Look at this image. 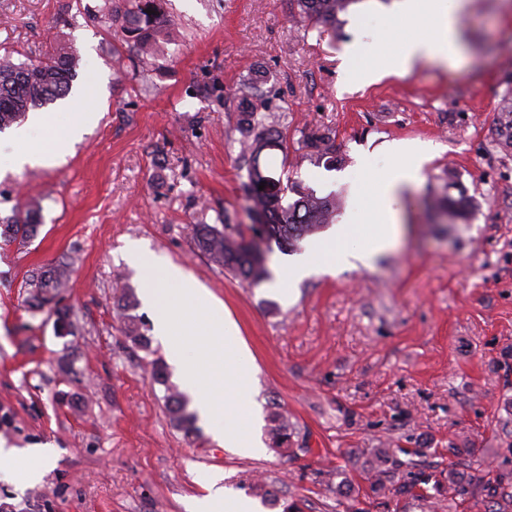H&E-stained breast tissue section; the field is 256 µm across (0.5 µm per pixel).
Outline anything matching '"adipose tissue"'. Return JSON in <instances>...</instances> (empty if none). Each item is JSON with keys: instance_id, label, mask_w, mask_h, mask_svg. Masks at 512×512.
<instances>
[{"instance_id": "obj_1", "label": "adipose tissue", "mask_w": 512, "mask_h": 512, "mask_svg": "<svg viewBox=\"0 0 512 512\" xmlns=\"http://www.w3.org/2000/svg\"><path fill=\"white\" fill-rule=\"evenodd\" d=\"M465 0H394L389 19L393 28H413L377 65L363 63L359 49H350L345 65L374 83L393 75H406L423 62H452L458 51L457 18ZM98 106L91 92L68 97L59 112L30 113L25 126L15 129L0 150L6 151L11 169L49 166L60 163L81 137L87 123L94 120ZM397 161L392 172L374 175L360 185L350 223L336 224L325 237L308 243L300 256L285 261L277 270L272 285L283 294L312 274L338 267L371 266L375 258L390 249L399 233L400 214L396 199L416 183L419 172L430 157L424 147L404 143L392 145ZM358 235L361 247L349 248L346 240ZM52 457L48 448H33L24 453L0 448V473L20 480L36 477ZM218 474L204 475L203 496L193 498L189 512H257L255 503L225 490Z\"/></svg>"}]
</instances>
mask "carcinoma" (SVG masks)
Wrapping results in <instances>:
<instances>
[{
	"label": "carcinoma",
	"instance_id": "carcinoma-1",
	"mask_svg": "<svg viewBox=\"0 0 512 512\" xmlns=\"http://www.w3.org/2000/svg\"><path fill=\"white\" fill-rule=\"evenodd\" d=\"M294 13L310 25L334 24L339 15L348 11L358 0H291ZM152 13H146V10ZM96 20L113 33L112 59L116 62L128 56L147 57L154 54L162 40L175 29L176 21L165 8V0H105L94 14ZM78 58L66 43H55L42 56L29 63L13 62L11 56L0 58V131L25 120L33 109L53 104L66 97L76 77ZM501 111L506 122L500 135L512 142V91L505 94ZM240 168L246 170L242 191L245 212L250 221L261 218L269 225L260 240L251 234V225L238 220V213L224 211L221 224L198 223L191 225L194 249L209 262L242 283L258 284L271 278L262 253L274 250L293 252L302 237L332 223L336 218V196L319 197L298 181L282 180L268 175L261 167L263 148L278 149L288 154L287 134L265 124L254 111L243 112L239 118ZM306 156L336 163L335 137L328 130H317L303 139ZM264 189H259L260 183ZM432 209L445 213L451 219L466 221L469 207L460 198L445 193L436 197ZM41 205L32 200L14 208L6 219H0V239L7 242H30L41 227ZM72 265L61 261L32 272L29 306L34 311L46 310L56 316L62 334L71 333V312L61 305L62 293L67 288ZM125 337L146 350L151 339L142 326L127 317L124 321ZM151 384L165 388L169 418L178 429L189 433L195 430V416L186 412L183 395L169 383L166 363L157 358L149 363ZM268 433L275 449L290 450L293 432L288 418L274 410L268 415ZM402 461L388 448H379L371 480L376 492L388 489L394 471L402 468ZM484 496L496 500L500 506L512 504V472H501L482 485ZM251 495L270 507L279 499L273 485L267 482L251 486ZM476 498L475 485L457 476L455 463H448V503L457 504Z\"/></svg>",
	"mask_w": 512,
	"mask_h": 512
}]
</instances>
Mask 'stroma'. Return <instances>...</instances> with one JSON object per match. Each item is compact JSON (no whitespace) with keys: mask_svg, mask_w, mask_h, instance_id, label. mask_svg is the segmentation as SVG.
I'll use <instances>...</instances> for the list:
<instances>
[{"mask_svg":"<svg viewBox=\"0 0 512 512\" xmlns=\"http://www.w3.org/2000/svg\"><path fill=\"white\" fill-rule=\"evenodd\" d=\"M103 4L0 0V56L24 62L71 40L74 86L93 84L99 106L59 165L0 178V218L30 197L43 217L33 242L0 241V440L55 453L36 483L0 479V512H185L203 471L242 495L253 479L272 481L281 505L301 512H484L449 508L448 464L451 449H474L457 471L479 485L512 469V146L497 133L512 88V0H470L457 68L427 63L374 84L345 83L342 63L354 45L370 64L394 47L386 0H358L316 27L292 19L289 0H168L173 41L117 66L93 20ZM251 109L288 127L287 152L263 154L264 170L295 166L317 195L341 200L340 221L354 187L394 165L390 144L431 148L374 267L307 278L288 299L194 252L189 224L245 205L236 124ZM315 128L332 130L342 165L303 159ZM445 190L464 196L468 223H432L428 204ZM132 242L224 303L255 356L261 410L285 412L293 453L244 457L207 427L187 435L170 423L147 374L164 346L135 347L116 315L124 293L142 291L125 257ZM66 260L64 303L77 318L67 336L27 302L30 270ZM379 448L428 475L423 496L401 492L404 468L390 492L372 491Z\"/></svg>","mask_w":512,"mask_h":512,"instance_id":"stroma-1","label":"stroma"}]
</instances>
